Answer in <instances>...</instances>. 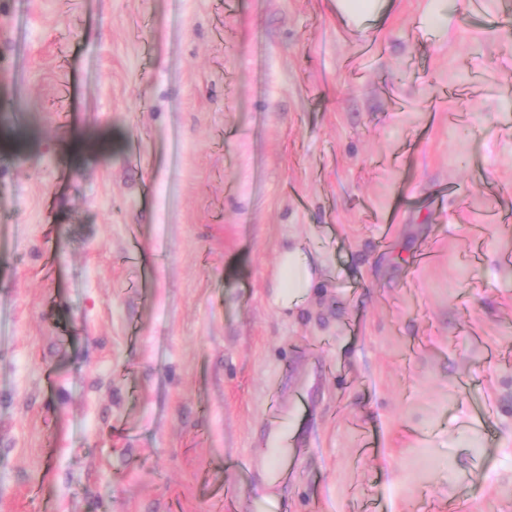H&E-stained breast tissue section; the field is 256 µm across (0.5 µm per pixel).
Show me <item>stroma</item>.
<instances>
[{"mask_svg":"<svg viewBox=\"0 0 512 512\" xmlns=\"http://www.w3.org/2000/svg\"><path fill=\"white\" fill-rule=\"evenodd\" d=\"M469 2L0 0V512H512V0ZM318 285V274L311 259L297 245L282 248L279 273L272 300L281 309H294L304 302Z\"/></svg>","mask_w":512,"mask_h":512,"instance_id":"stroma-1","label":"stroma"}]
</instances>
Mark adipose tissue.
Returning a JSON list of instances; mask_svg holds the SVG:
<instances>
[{
	"label": "adipose tissue",
	"mask_w": 512,
	"mask_h": 512,
	"mask_svg": "<svg viewBox=\"0 0 512 512\" xmlns=\"http://www.w3.org/2000/svg\"><path fill=\"white\" fill-rule=\"evenodd\" d=\"M318 283V274L311 259L295 245L282 248L279 273L274 283L272 300L288 310L304 302Z\"/></svg>",
	"instance_id": "adipose-tissue-1"
}]
</instances>
